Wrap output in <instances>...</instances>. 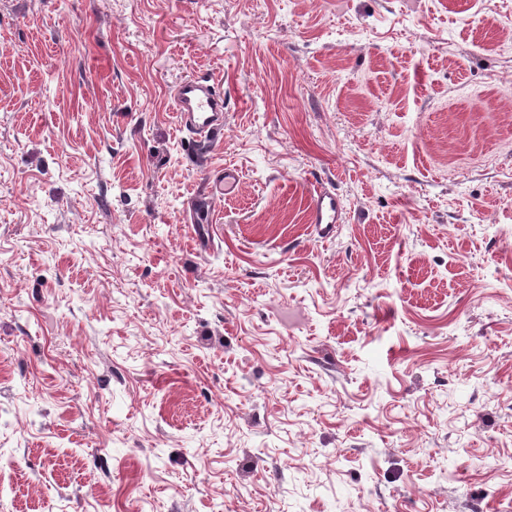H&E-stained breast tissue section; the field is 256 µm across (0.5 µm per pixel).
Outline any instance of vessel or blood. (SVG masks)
<instances>
[{
	"label": "vessel or blood",
	"instance_id": "b4317fda",
	"mask_svg": "<svg viewBox=\"0 0 512 512\" xmlns=\"http://www.w3.org/2000/svg\"><path fill=\"white\" fill-rule=\"evenodd\" d=\"M180 127L190 132L195 144L205 145L217 140L224 131V94L212 74L202 73L177 84L172 92ZM240 183L237 168L225 166L209 178L206 190L193 194L192 208L197 222L212 223V201L233 193ZM343 205L335 191L313 188L308 205V222L320 238L331 237L342 222Z\"/></svg>",
	"mask_w": 512,
	"mask_h": 512
}]
</instances>
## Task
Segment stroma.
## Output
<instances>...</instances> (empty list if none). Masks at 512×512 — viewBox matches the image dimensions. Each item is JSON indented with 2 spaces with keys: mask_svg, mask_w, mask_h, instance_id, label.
Returning a JSON list of instances; mask_svg holds the SVG:
<instances>
[{
  "mask_svg": "<svg viewBox=\"0 0 512 512\" xmlns=\"http://www.w3.org/2000/svg\"><path fill=\"white\" fill-rule=\"evenodd\" d=\"M0 512H512V0H0ZM180 128L190 132L196 146L217 140L224 131V93L210 73L194 74L172 92ZM240 183V175L237 168L227 165L224 166L212 178H208L206 191L202 194L194 193L192 198V208L196 215V222L201 224L213 223L211 216L212 201L215 197L223 196L224 194L233 193ZM343 205L336 192L325 187H314L309 198L308 224H312L321 239L336 233L342 224Z\"/></svg>",
  "mask_w": 512,
  "mask_h": 512,
  "instance_id": "obj_1",
  "label": "stroma"
}]
</instances>
